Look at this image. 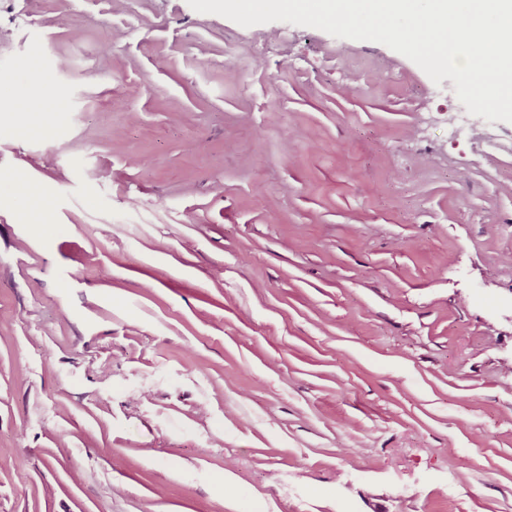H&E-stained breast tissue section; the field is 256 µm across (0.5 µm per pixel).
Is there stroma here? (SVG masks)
I'll list each match as a JSON object with an SVG mask.
<instances>
[{"instance_id":"stroma-1","label":"stroma","mask_w":512,"mask_h":512,"mask_svg":"<svg viewBox=\"0 0 512 512\" xmlns=\"http://www.w3.org/2000/svg\"><path fill=\"white\" fill-rule=\"evenodd\" d=\"M466 114L316 28L0 9V512H512V123Z\"/></svg>"}]
</instances>
